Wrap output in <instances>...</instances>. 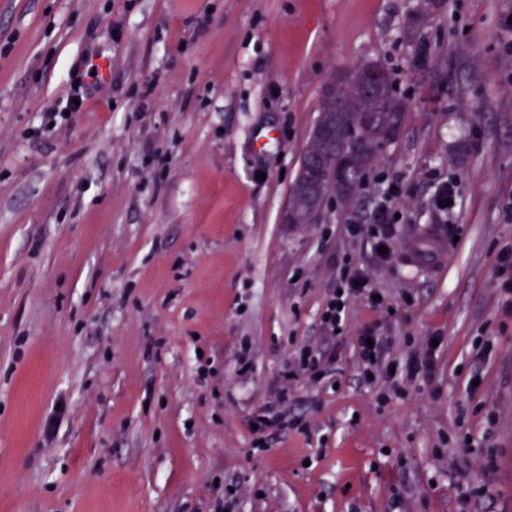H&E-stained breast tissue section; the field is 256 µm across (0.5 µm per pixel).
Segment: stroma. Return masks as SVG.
I'll return each instance as SVG.
<instances>
[{
	"mask_svg": "<svg viewBox=\"0 0 512 512\" xmlns=\"http://www.w3.org/2000/svg\"><path fill=\"white\" fill-rule=\"evenodd\" d=\"M4 44L0 512H215L228 486L233 512H512L495 276L512 245V0H0ZM87 51L108 71L70 113ZM369 61L408 111L350 199L285 223L326 86ZM395 179L384 261L345 226ZM414 245L448 259L410 266ZM346 256L393 312L355 301L336 387L297 380L306 429L251 453L293 347L334 345L319 317ZM372 321L397 359L441 336L432 381L379 403L354 350Z\"/></svg>",
	"mask_w": 512,
	"mask_h": 512,
	"instance_id": "obj_1",
	"label": "stroma"
}]
</instances>
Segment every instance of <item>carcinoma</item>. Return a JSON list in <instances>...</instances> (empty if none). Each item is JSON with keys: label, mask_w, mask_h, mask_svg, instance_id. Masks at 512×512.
I'll return each instance as SVG.
<instances>
[{"label": "carcinoma", "mask_w": 512, "mask_h": 512, "mask_svg": "<svg viewBox=\"0 0 512 512\" xmlns=\"http://www.w3.org/2000/svg\"><path fill=\"white\" fill-rule=\"evenodd\" d=\"M399 101L395 91L392 75L387 67L375 79L371 90H366V83L336 82L335 96L322 99L319 107L318 121L336 129V142L327 146L322 166V182L316 203H321L331 195L346 197L339 182L335 181V172L351 145L356 140L366 141L371 148L368 158H373L380 145L390 140L398 122L397 113L379 112L377 122L372 127L362 124L363 111L372 110L380 105Z\"/></svg>", "instance_id": "obj_1"}]
</instances>
